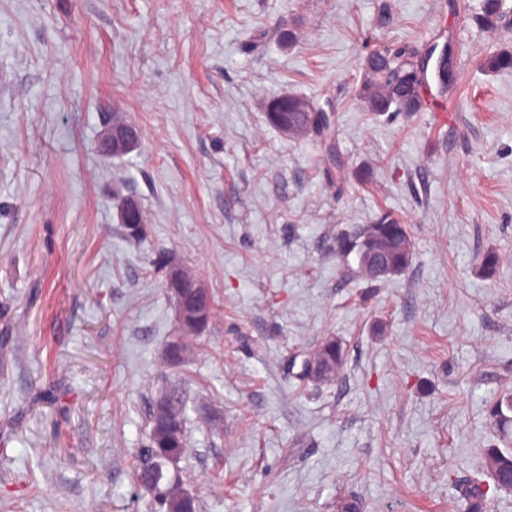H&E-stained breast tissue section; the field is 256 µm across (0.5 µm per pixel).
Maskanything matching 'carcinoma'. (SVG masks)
I'll return each instance as SVG.
<instances>
[{"instance_id": "obj_1", "label": "carcinoma", "mask_w": 512, "mask_h": 512, "mask_svg": "<svg viewBox=\"0 0 512 512\" xmlns=\"http://www.w3.org/2000/svg\"><path fill=\"white\" fill-rule=\"evenodd\" d=\"M502 0H483L481 12L474 21L486 28H495L501 20ZM484 68L489 72L512 69V50L503 48L487 56ZM362 82L359 96L375 116H394L399 112L413 114L422 109L420 91L428 84V74L419 68L416 51L407 43L379 42L363 57ZM321 105L313 100L285 96L275 101L268 112L270 122L281 131L296 137H315L325 147L328 161L335 162L333 118L316 115ZM377 253L385 254L386 274L383 278L399 275L413 259L411 240L406 225L389 215L380 216L376 223L365 224L348 233L336 235V258L344 266L355 261L354 272L363 274L371 266ZM197 278L184 273L181 287L167 292L186 311L204 314L203 325L183 329L177 351L163 350L164 366L174 370L188 363L189 341L197 337L212 320L215 310L211 294L201 295L195 288ZM315 359L322 368L318 378L330 380L340 372L344 354L334 338L326 339ZM166 399L167 418L158 420L157 403L153 399L147 418V431L140 448L135 452L134 479L148 494L159 512H200L199 500L186 487L179 463L187 451V397L181 386L170 384L162 390ZM487 417L503 434L512 430V392L491 399L486 406ZM486 467L493 485L512 475V445L487 450ZM485 493L481 483L468 486L464 500L466 512H483Z\"/></svg>"}]
</instances>
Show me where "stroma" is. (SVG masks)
Masks as SVG:
<instances>
[{"mask_svg":"<svg viewBox=\"0 0 512 512\" xmlns=\"http://www.w3.org/2000/svg\"><path fill=\"white\" fill-rule=\"evenodd\" d=\"M480 8L0 0V512H153L134 453L174 381L201 512H461L498 442L486 401L512 388V70L483 65L512 24L482 28ZM377 39L450 43L454 88L374 117L359 63ZM284 95L333 110L340 176L268 122ZM116 112L140 142L106 159ZM126 182L140 240L120 229ZM383 213L413 259L371 283L336 235ZM171 265L216 304L175 371ZM329 337L340 373L301 378Z\"/></svg>","mask_w":512,"mask_h":512,"instance_id":"obj_1","label":"stroma"}]
</instances>
